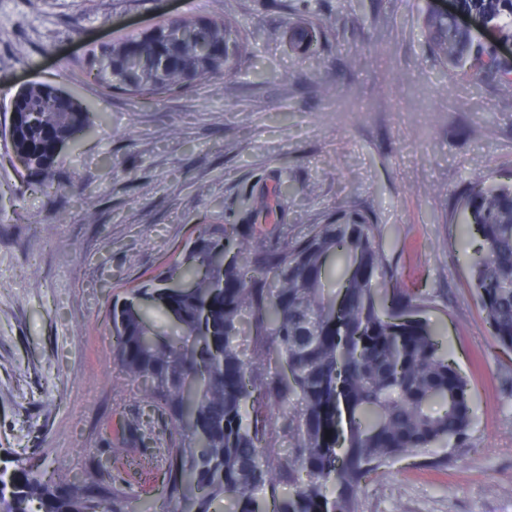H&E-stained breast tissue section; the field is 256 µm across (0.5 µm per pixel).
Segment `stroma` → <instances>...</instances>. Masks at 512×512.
I'll return each mask as SVG.
<instances>
[{
    "mask_svg": "<svg viewBox=\"0 0 512 512\" xmlns=\"http://www.w3.org/2000/svg\"><path fill=\"white\" fill-rule=\"evenodd\" d=\"M430 0H0V115L26 83L95 107L94 132L30 188L0 139V467L39 447L44 482L108 470L134 512H160L138 463L164 445L143 381L113 362L107 311L167 270L203 224H284L299 237L336 211L378 224L401 288L467 378L470 444L396 458L358 512H512V350L468 286L465 190L512 180V95L471 86L428 51ZM191 13L243 26L225 82L161 101L104 91L88 50ZM313 24L312 51L288 30ZM282 188L274 212L254 199Z\"/></svg>",
    "mask_w": 512,
    "mask_h": 512,
    "instance_id": "1",
    "label": "stroma"
}]
</instances>
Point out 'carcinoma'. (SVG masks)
<instances>
[{"mask_svg":"<svg viewBox=\"0 0 512 512\" xmlns=\"http://www.w3.org/2000/svg\"><path fill=\"white\" fill-rule=\"evenodd\" d=\"M463 13L482 16L512 39V0H457ZM188 36L174 48L169 69H158L165 26L94 46L87 74L106 90L157 99L236 68L243 47L228 17L189 15L175 21ZM426 45L446 68L470 85L495 83L512 92V59L479 44L450 15L423 16ZM58 88L34 83L16 93L23 110L55 136L77 142L91 129L92 107L69 98L56 106ZM21 116L14 146L28 160V183L51 185L58 157L48 138ZM472 240L466 255L469 286L494 342L512 349V182L476 181L465 196ZM380 229L355 213L313 224L299 238L280 225L257 234L251 224H203L197 238L167 271L141 291L136 303L109 313L113 358L129 376L144 380L170 428L167 446L152 457L166 492L163 512H211L226 498L235 512H264L258 494L269 493L273 512H357L359 486L387 461L440 444L468 446L472 392L455 363L441 352L436 329L407 313L426 308L423 293L388 291L389 267ZM222 247L217 262L213 249ZM344 261L337 295L326 291L330 263ZM188 280L171 293L161 283ZM172 324L159 330L149 312ZM249 325L252 356L233 339ZM274 356L288 373L267 372ZM300 407H288L290 396ZM440 410H435V406ZM288 440V461L265 451L271 409ZM336 495L324 494L328 482ZM288 494L278 493L280 485ZM4 512H127L102 473L82 482H41L23 466L11 487L0 488Z\"/></svg>","mask_w":512,"mask_h":512,"instance_id":"obj_1","label":"carcinoma"}]
</instances>
